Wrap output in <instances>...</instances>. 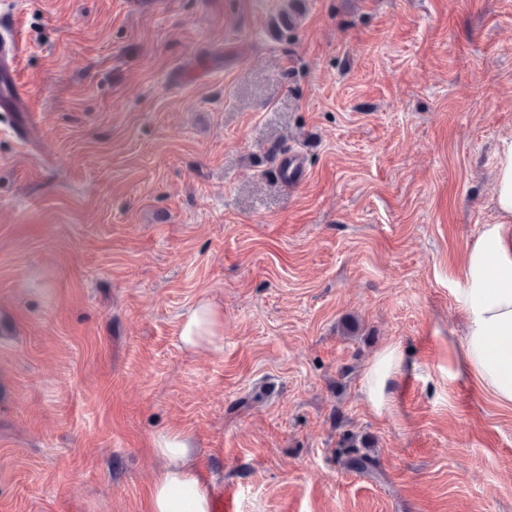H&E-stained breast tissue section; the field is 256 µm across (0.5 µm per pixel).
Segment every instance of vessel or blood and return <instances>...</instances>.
Masks as SVG:
<instances>
[{
  "label": "vessel or blood",
  "mask_w": 512,
  "mask_h": 512,
  "mask_svg": "<svg viewBox=\"0 0 512 512\" xmlns=\"http://www.w3.org/2000/svg\"><path fill=\"white\" fill-rule=\"evenodd\" d=\"M22 32L14 15L0 14V112H25L30 96L22 80L20 61ZM275 169L283 181L300 183L304 177L302 155L291 152L280 155Z\"/></svg>",
  "instance_id": "vessel-or-blood-1"
}]
</instances>
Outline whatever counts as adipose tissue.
<instances>
[{"label": "adipose tissue", "mask_w": 512, "mask_h": 512, "mask_svg": "<svg viewBox=\"0 0 512 512\" xmlns=\"http://www.w3.org/2000/svg\"><path fill=\"white\" fill-rule=\"evenodd\" d=\"M492 205L495 223L485 225L468 246L463 261L464 286L459 302L466 314L465 334L459 345L465 366L501 404L512 405V138L502 140L494 166ZM190 348L220 350L224 342V312L209 301L193 307L181 331ZM404 352L392 344L370 363L366 373V400L379 414L391 411L392 392L402 370ZM160 458L151 491V512H211L212 493L190 462L188 435L172 430L153 441Z\"/></svg>", "instance_id": "ef3b65f1"}]
</instances>
